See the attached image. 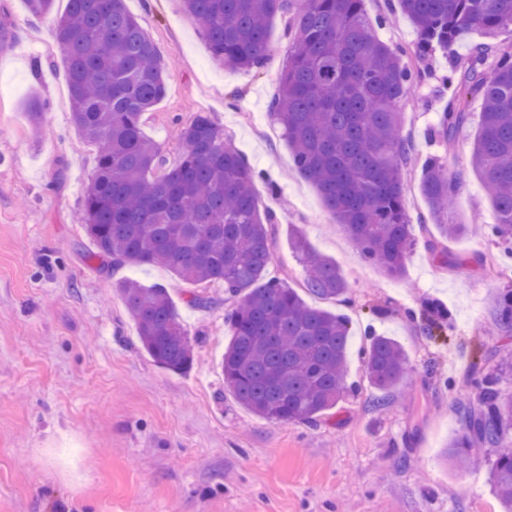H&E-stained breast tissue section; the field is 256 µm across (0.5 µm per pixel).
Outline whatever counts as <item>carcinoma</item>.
<instances>
[{
    "mask_svg": "<svg viewBox=\"0 0 512 512\" xmlns=\"http://www.w3.org/2000/svg\"><path fill=\"white\" fill-rule=\"evenodd\" d=\"M35 16L54 0H24ZM364 0H183L224 64H263L267 31L288 19L291 50L272 102L299 173L312 182L328 211L343 224L365 259L392 277L406 275L415 244L403 188V167L414 157L401 135L403 109L423 81L420 63L440 50L453 53L462 36L512 32V0H398L418 40L400 48L380 39ZM54 36L66 62L72 121L96 153L94 175L81 212L93 257L110 264H160L181 281L222 287L240 297L224 316L232 333L224 349V386L237 402L266 421L313 425L347 389L350 347L344 317L311 308L291 288L268 277L273 214L260 213L255 175L240 153L224 144L211 115L199 113L180 132L181 150L170 163L144 133L146 114L164 96L168 67L124 0H67L54 19ZM448 84L481 98L480 131L472 164L495 206L485 231L512 255V50L475 43L452 62ZM34 131L47 110L37 97L25 104ZM468 119L465 97L455 94L430 130L451 144ZM455 174L436 155L424 159L420 192L444 241L473 232L448 220ZM293 248L306 272L303 286L321 298L348 292L335 263L310 249L299 234ZM116 290L137 325L145 351L163 369L184 373L194 361L186 329L168 290L134 279ZM429 327L447 325L440 304H425ZM492 314L512 329V289L492 302ZM366 377L382 406L406 377L409 359L395 340L373 336L362 350ZM477 401L460 410L464 432L443 456L467 466L471 442L495 449L489 459L493 492L512 512V357L475 380Z\"/></svg>",
    "mask_w": 512,
    "mask_h": 512,
    "instance_id": "carcinoma-1",
    "label": "carcinoma"
}]
</instances>
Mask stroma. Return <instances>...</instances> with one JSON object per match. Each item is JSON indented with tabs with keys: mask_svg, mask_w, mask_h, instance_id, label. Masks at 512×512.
Here are the masks:
<instances>
[{
	"mask_svg": "<svg viewBox=\"0 0 512 512\" xmlns=\"http://www.w3.org/2000/svg\"><path fill=\"white\" fill-rule=\"evenodd\" d=\"M166 62L165 96L145 133L168 159L180 131L208 112L253 170L260 209L276 223L268 268L310 307L348 320V390L316 425L272 424L238 404L218 363L231 336L224 291L194 306L195 286L162 266L101 268L76 215L95 154L71 123L65 64L52 16L35 18L23 0H0L12 38L0 47V512H501L487 468L457 471L442 458L462 432L456 402L494 356L512 351V332L490 301L512 289V258L492 236L466 237L440 259L438 237L419 190L420 167L404 174L415 244L398 279L365 263L349 234L295 169L271 115L291 42L284 18L269 26L258 68L217 60L182 0H125ZM448 57L437 54L402 133L419 157L449 156L462 179L454 218L496 221L470 165L479 132L478 95L467 97L468 126L452 147L428 140L445 101ZM38 96L48 122L32 133L22 106ZM334 261L346 301L303 291L292 235ZM134 278L168 288L194 346L184 375L161 368L142 348L114 285ZM434 300L452 322L428 329L422 305ZM390 336L409 354L410 372L376 408L359 356L369 334Z\"/></svg>",
	"mask_w": 512,
	"mask_h": 512,
	"instance_id": "1",
	"label": "stroma"
}]
</instances>
